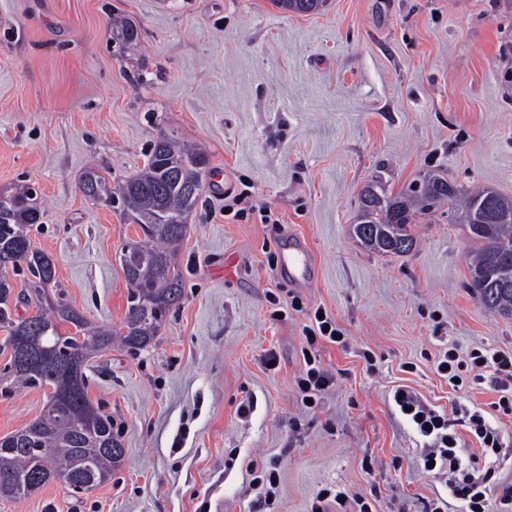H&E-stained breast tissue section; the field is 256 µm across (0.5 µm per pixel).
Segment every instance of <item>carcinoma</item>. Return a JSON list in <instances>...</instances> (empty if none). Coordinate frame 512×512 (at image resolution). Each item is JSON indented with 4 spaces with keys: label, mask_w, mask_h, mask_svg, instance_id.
I'll use <instances>...</instances> for the list:
<instances>
[{
    "label": "carcinoma",
    "mask_w": 512,
    "mask_h": 512,
    "mask_svg": "<svg viewBox=\"0 0 512 512\" xmlns=\"http://www.w3.org/2000/svg\"><path fill=\"white\" fill-rule=\"evenodd\" d=\"M286 12L319 13L326 0H271ZM121 43L135 40L134 26H112ZM209 173L208 156L178 136L162 135L152 144L141 171L118 187L98 169L80 178L92 201L119 200L120 214L138 225L143 238L128 241L118 261L129 284L128 307L120 333L91 327L82 312L48 289L56 287L50 256L31 248L28 229L40 220L38 192L32 186L0 189V352H9V372L0 376V394L17 387L44 390L50 418L40 415L27 427L0 438V497L21 499L57 480L76 488L104 483L121 464L123 453L112 420L98 412L87 392L88 359L94 351L119 344L130 350L151 347L166 313L182 297V271L175 256L188 231ZM448 208V223L466 230L476 244L468 263L467 286L483 305L512 316V198L492 188L466 191L427 172L395 192L376 175L360 192L354 237L372 253H408L411 228L420 216ZM26 269L36 309L24 318L13 293L10 272Z\"/></svg>",
    "instance_id": "cac0c4a2"
}]
</instances>
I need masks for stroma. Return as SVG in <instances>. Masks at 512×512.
<instances>
[{"instance_id":"35a3bbf8","label":"stroma","mask_w":512,"mask_h":512,"mask_svg":"<svg viewBox=\"0 0 512 512\" xmlns=\"http://www.w3.org/2000/svg\"><path fill=\"white\" fill-rule=\"evenodd\" d=\"M139 29L112 38L113 17ZM206 147L212 174L178 250L182 299L146 350L89 360L88 396L124 448L105 483L51 482L0 512H313L342 491L355 512H422L447 496L424 472V437L393 402L481 409L500 458L463 434L489 512H512V417L489 383L456 390L436 364L512 353V317L467 288L474 244L447 218L414 225L403 255L369 252L349 227L362 187L435 171L512 197V0H327L317 14L271 0H0V188L38 190L29 233L61 291L95 326H117L129 290L117 260L137 225L86 198L91 165L120 182L159 136ZM271 204L277 224L224 211L226 194ZM308 241L313 287L276 274L284 234ZM323 309L343 332L319 348L333 386L301 401L302 329ZM275 367H268V355ZM42 390L0 396V437L38 418ZM274 472L272 498L248 464Z\"/></svg>"}]
</instances>
